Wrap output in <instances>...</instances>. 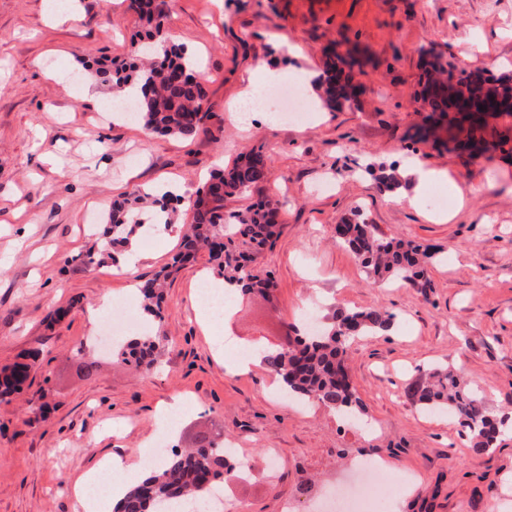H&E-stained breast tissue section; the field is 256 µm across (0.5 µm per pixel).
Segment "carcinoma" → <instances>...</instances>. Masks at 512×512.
Wrapping results in <instances>:
<instances>
[{
	"mask_svg": "<svg viewBox=\"0 0 512 512\" xmlns=\"http://www.w3.org/2000/svg\"><path fill=\"white\" fill-rule=\"evenodd\" d=\"M144 22V39L163 54L162 64L138 63V50H132V61L117 67L107 64L88 66L96 79L109 83L115 98L124 100L128 90L138 87L140 96L133 99L135 114L143 127L160 135L182 140L194 138L203 128L206 90L197 71L198 63L185 52L169 44L165 26L166 13L159 0H131ZM418 96L428 112L426 120L443 118L460 112L464 101L487 104L500 114L512 116V74L494 75L481 68L458 71V77L444 66L443 59L425 52ZM361 66L356 49L349 47L341 54L328 49L325 69L314 80L315 92L325 108L332 112L351 107L359 94L354 84V68ZM484 134L480 126H470L462 149H471L470 157L483 156L482 144L474 142L475 134ZM269 158L260 150L240 156L232 165L210 176L189 206L193 222L182 235L181 250L172 262L139 286L144 308L157 323H162L163 293L167 280L180 267L206 249L217 274L229 283L242 284L241 292L255 288L267 290L273 282L257 268L259 254L274 243L279 225L272 223L278 213L270 200H258L244 211L224 212V202L247 194L269 174ZM380 172L379 180L390 190L402 180L395 167L369 163L365 172ZM158 204L155 192L142 191L128 203L116 204L108 215L106 237L115 249L124 247L146 215L142 204ZM339 241L352 253L369 276L376 280L392 279L430 288L426 266L431 254L411 242L375 236L359 209L339 225ZM394 315L370 308L362 311L342 310L332 322L297 336L266 352L263 363L282 378L288 394L317 401L341 412H357L363 405L348 381L346 352L351 343L362 336L388 331ZM162 329L128 340L118 354L146 371L154 364L157 352L166 344ZM29 377V365L17 363L0 371V400L19 392ZM411 397L430 412H447L474 439L475 447L485 450L496 441L497 418L486 411L482 399L463 374L448 367L436 368L421 377L411 388ZM242 467V461L214 440L186 451H174L150 475L130 486L113 512H170L174 503L183 506L205 500L221 476L231 475Z\"/></svg>",
	"mask_w": 512,
	"mask_h": 512,
	"instance_id": "cac0c4a2",
	"label": "carcinoma"
}]
</instances>
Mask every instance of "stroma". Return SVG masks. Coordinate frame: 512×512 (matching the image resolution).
Masks as SVG:
<instances>
[{
    "instance_id": "1",
    "label": "stroma",
    "mask_w": 512,
    "mask_h": 512,
    "mask_svg": "<svg viewBox=\"0 0 512 512\" xmlns=\"http://www.w3.org/2000/svg\"><path fill=\"white\" fill-rule=\"evenodd\" d=\"M54 3L0 0V368L36 357L24 390L0 402V512H84L74 484L102 460L135 465L145 445L189 448L204 433L222 435L250 466L219 479V512H316L359 459L389 462L376 476L387 512H512V438L477 451L456 421L407 396L443 364L473 382L491 413L512 412V154L471 159L414 139L423 50L467 70L477 40L486 65L511 69L512 0H166L177 47L206 79L211 117L188 141L112 111L109 85L85 69L129 61L142 31L130 0H70L57 13ZM343 40L366 59L355 107L294 126L260 114L248 129L233 120L232 101L264 69L322 72L325 47ZM256 148L271 161L268 178L226 208L277 204L280 233L259 259L276 288L239 294L203 330L195 307L213 270L200 254L167 286L168 341L153 370L136 373L113 352L108 326L88 318L106 293L141 308L123 297L111 258L85 264L104 239L93 215L151 187L182 196L174 221L189 224L186 200L210 171ZM414 158L438 177L411 182L412 204L363 171L375 162L404 172ZM437 192L453 219L432 205ZM357 208L380 237L432 253V288L375 282L336 244L337 224ZM135 241L142 280L180 243L141 232ZM370 307L393 313L395 325L348 352L362 423L282 398L265 367H224L238 350L304 335L308 316ZM173 402L180 411L160 428Z\"/></svg>"
}]
</instances>
